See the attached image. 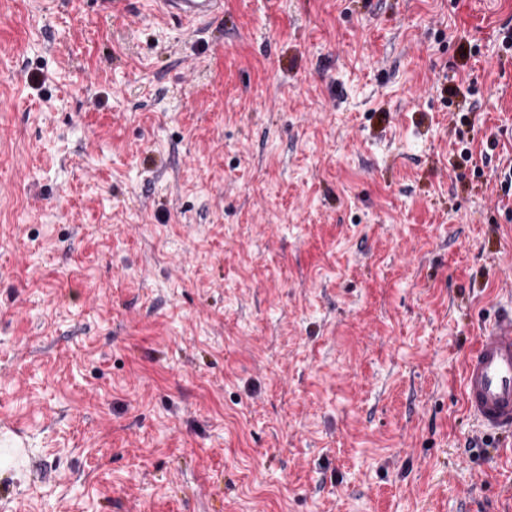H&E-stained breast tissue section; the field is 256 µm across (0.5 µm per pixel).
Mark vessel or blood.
<instances>
[{"label": "vessel or blood", "instance_id": "obj_1", "mask_svg": "<svg viewBox=\"0 0 512 512\" xmlns=\"http://www.w3.org/2000/svg\"><path fill=\"white\" fill-rule=\"evenodd\" d=\"M170 19L194 24L224 12V0H154ZM465 407L479 430L512 433V306L481 331L463 369Z\"/></svg>", "mask_w": 512, "mask_h": 512}]
</instances>
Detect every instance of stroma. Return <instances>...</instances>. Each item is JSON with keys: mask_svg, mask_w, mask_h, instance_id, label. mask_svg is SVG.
I'll use <instances>...</instances> for the list:
<instances>
[{"mask_svg": "<svg viewBox=\"0 0 512 512\" xmlns=\"http://www.w3.org/2000/svg\"><path fill=\"white\" fill-rule=\"evenodd\" d=\"M53 2L0 0V512L511 507L512 0ZM154 10L182 24H195L224 13V0H148ZM462 392L479 431L512 433V306L477 336L465 359Z\"/></svg>", "mask_w": 512, "mask_h": 512, "instance_id": "stroma-1", "label": "stroma"}]
</instances>
